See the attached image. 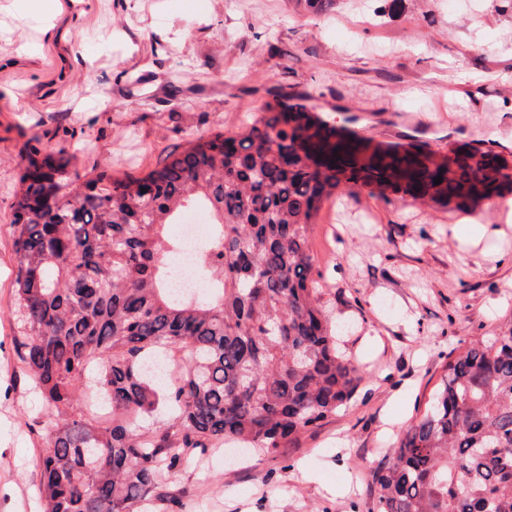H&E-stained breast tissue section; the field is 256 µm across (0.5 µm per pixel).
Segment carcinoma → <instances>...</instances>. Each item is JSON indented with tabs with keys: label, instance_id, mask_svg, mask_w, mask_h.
<instances>
[{
	"label": "carcinoma",
	"instance_id": "carcinoma-1",
	"mask_svg": "<svg viewBox=\"0 0 512 512\" xmlns=\"http://www.w3.org/2000/svg\"><path fill=\"white\" fill-rule=\"evenodd\" d=\"M24 158L10 233L13 346L61 423L38 459L44 512H186L168 482L227 441L274 454L355 399L367 372L320 302L310 239L356 187L460 209L512 192L489 151L456 168L372 148L283 99L245 132L191 138L142 178L67 176ZM442 177V183L435 178ZM153 185L150 195L141 191ZM59 205L45 204V188ZM203 206L214 235L196 302L169 288L163 229ZM111 404L98 418L83 390ZM373 512H512V324L448 354L422 417L371 474Z\"/></svg>",
	"mask_w": 512,
	"mask_h": 512
}]
</instances>
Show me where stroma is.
Wrapping results in <instances>:
<instances>
[{
  "mask_svg": "<svg viewBox=\"0 0 512 512\" xmlns=\"http://www.w3.org/2000/svg\"><path fill=\"white\" fill-rule=\"evenodd\" d=\"M52 29L0 0V512H42L54 418L21 379L8 226L31 150L70 171L141 178L193 135H235L281 97L372 144L435 156L485 142L512 166V0H56ZM463 242L455 205L354 189L327 201L311 249L321 298L370 373L355 401L276 455L228 444L182 472L193 512H370L368 481L425 411L451 350L512 322V225Z\"/></svg>",
  "mask_w": 512,
  "mask_h": 512,
  "instance_id": "obj_1",
  "label": "stroma"
}]
</instances>
